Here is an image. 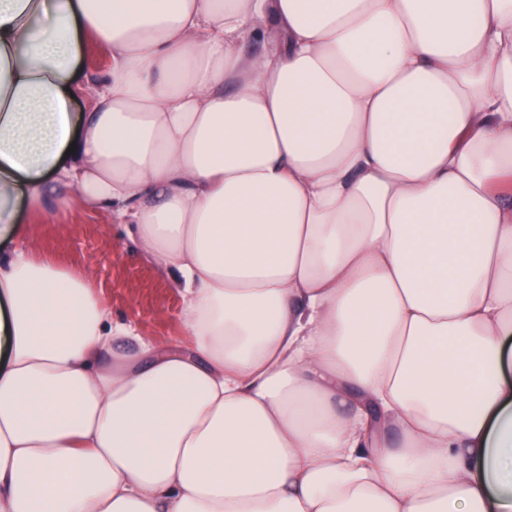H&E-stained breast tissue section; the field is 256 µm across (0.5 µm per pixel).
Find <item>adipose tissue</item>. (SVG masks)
Returning <instances> with one entry per match:
<instances>
[{
  "label": "adipose tissue",
  "instance_id": "1",
  "mask_svg": "<svg viewBox=\"0 0 512 512\" xmlns=\"http://www.w3.org/2000/svg\"><path fill=\"white\" fill-rule=\"evenodd\" d=\"M22 205L126 225L184 341ZM0 512H512V0H0ZM109 65L106 51L93 39L85 38L83 43V66L80 75L81 91L75 100V111L84 112L89 108L90 98L87 94L88 85L95 82L104 74Z\"/></svg>",
  "mask_w": 512,
  "mask_h": 512
}]
</instances>
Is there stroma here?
<instances>
[{
	"label": "stroma",
	"instance_id": "obj_1",
	"mask_svg": "<svg viewBox=\"0 0 512 512\" xmlns=\"http://www.w3.org/2000/svg\"><path fill=\"white\" fill-rule=\"evenodd\" d=\"M108 65L106 51L93 39H85L76 111L88 109L86 89ZM14 246L87 275L114 316L133 323L144 338L159 344L181 341L183 300L173 277L138 256L124 225L109 216L63 208L51 222L38 225L34 237L16 240Z\"/></svg>",
	"mask_w": 512,
	"mask_h": 512
}]
</instances>
